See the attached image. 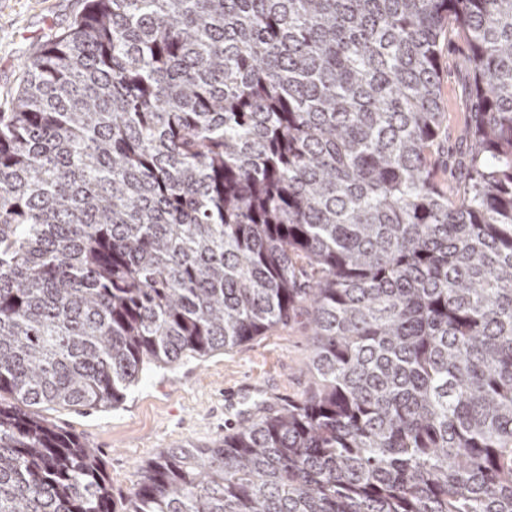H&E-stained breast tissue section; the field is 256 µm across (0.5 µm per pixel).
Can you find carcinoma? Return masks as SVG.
Wrapping results in <instances>:
<instances>
[{
    "label": "carcinoma",
    "mask_w": 512,
    "mask_h": 512,
    "mask_svg": "<svg viewBox=\"0 0 512 512\" xmlns=\"http://www.w3.org/2000/svg\"><path fill=\"white\" fill-rule=\"evenodd\" d=\"M302 312L313 392L142 464L129 512H512V0H85L0 112V512H116L32 407ZM441 102L446 113L448 137L439 146L435 165L449 197L462 193L467 174V159L472 150V138L466 128L471 122L468 94L471 72L467 59V43L454 34L442 44Z\"/></svg>",
    "instance_id": "cac0c4a2"
}]
</instances>
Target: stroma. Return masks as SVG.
<instances>
[{
  "mask_svg": "<svg viewBox=\"0 0 512 512\" xmlns=\"http://www.w3.org/2000/svg\"><path fill=\"white\" fill-rule=\"evenodd\" d=\"M83 0H0V109H5L23 62L55 34L67 30ZM441 102L448 135L435 165L449 196L467 174L472 138L467 43L451 35L442 45ZM307 317L229 350L185 357L150 372L125 401L101 410L60 409L51 417L101 458L115 496L127 497L138 467L170 448L223 439L243 420L305 398L314 386Z\"/></svg>",
  "mask_w": 512,
  "mask_h": 512,
  "instance_id": "35a3bbf8",
  "label": "stroma"
}]
</instances>
